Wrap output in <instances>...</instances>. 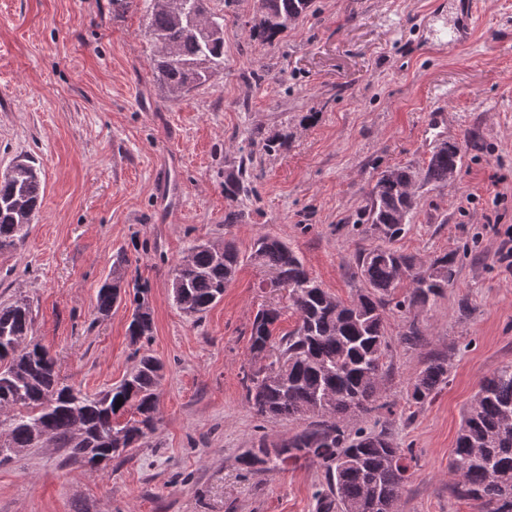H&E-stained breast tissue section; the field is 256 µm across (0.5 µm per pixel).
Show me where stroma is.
Masks as SVG:
<instances>
[{
  "label": "stroma",
  "mask_w": 512,
  "mask_h": 512,
  "mask_svg": "<svg viewBox=\"0 0 512 512\" xmlns=\"http://www.w3.org/2000/svg\"><path fill=\"white\" fill-rule=\"evenodd\" d=\"M224 13V69L176 101L153 80L148 0H0V171L19 154L42 171L43 199L25 241L0 251V303L28 300L36 341L61 380L95 394L132 368L135 350L166 365L158 430L103 469L66 448H30L0 464V512H317L325 468L290 463L254 476L240 456L260 439L307 427L257 416L242 385L250 328L268 304L293 330L286 292L262 287L255 239L286 241L330 293L361 288L355 254L376 246L360 216L385 169L425 168L442 141L461 166L447 185L418 189L394 248L425 260L453 252L457 276L426 309L386 313L394 339L385 409L358 419L417 462L399 512H479L450 490L462 413L479 383L512 364V269L498 260L512 235V0H481L475 38L457 50L442 32L453 0H313L279 43L251 40L256 0H212ZM263 73L262 82L249 80ZM447 110L442 133L428 129ZM286 132L265 153L261 136ZM253 155L248 195L228 199L224 178ZM172 188L159 195L157 183ZM242 222L228 224V211ZM231 239L244 261L206 313L172 302L174 268L199 241ZM125 256V282L149 286L154 329L132 345V306L96 309L98 288ZM425 331L399 345L410 321ZM447 358V385L423 407L409 382Z\"/></svg>",
  "instance_id": "obj_1"
}]
</instances>
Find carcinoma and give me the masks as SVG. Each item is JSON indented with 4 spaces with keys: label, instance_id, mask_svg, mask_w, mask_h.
Instances as JSON below:
<instances>
[{
    "label": "carcinoma",
    "instance_id": "carcinoma-1",
    "mask_svg": "<svg viewBox=\"0 0 512 512\" xmlns=\"http://www.w3.org/2000/svg\"><path fill=\"white\" fill-rule=\"evenodd\" d=\"M311 0H258L249 37L272 44L306 16ZM213 12L210 0H152L148 32L155 44L153 78L164 98L176 100L205 85L224 70V39L189 26V16ZM288 134L260 139L262 149L286 147ZM460 147L443 143L423 172L411 166L379 173L364 211L365 231L380 244L356 254L364 287L346 303L322 288L298 254L276 236H259L250 259L274 275L297 313L296 327L273 339L281 309L260 310L250 331L251 352L261 365L244 374L245 399L266 418L311 417L314 422L268 452L265 440L247 449L241 464L261 475L289 461L317 462L326 467L329 492L318 497L317 512H377L387 498L394 507L411 463V448H398L382 432L350 429V422L385 408L377 403L387 376L390 341L385 314L434 304L455 278L456 256L446 253L429 261L392 248L405 232L416 205L418 183L442 186L459 169ZM248 166L224 179V194L248 192ZM42 180L36 160L11 161L0 178V250L14 248L29 233L40 208ZM113 264L112 280L98 289L101 315L123 301L122 270ZM241 263L231 241L202 242L188 248L175 268L173 302L193 316L207 312L224 296ZM407 282L409 291L394 300ZM148 288H133L135 307L128 327L131 343L152 336L154 318L146 301ZM27 303L0 304V458L7 460L27 448H69L85 463L112 459L139 448L157 430V402L163 364L144 353L118 384L98 394L65 385L55 359L31 336ZM423 332L416 321L401 334L407 347L418 345ZM448 360L433 358L410 381V400L424 406L448 384ZM122 405H117V401ZM453 492L479 502L482 512H512V365L483 379L465 408L452 452Z\"/></svg>",
    "mask_w": 512,
    "mask_h": 512
}]
</instances>
